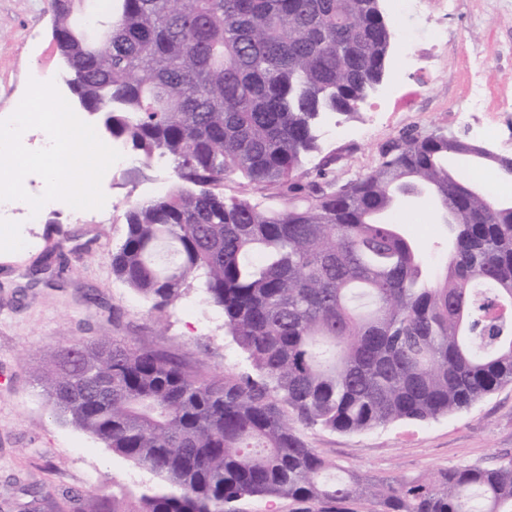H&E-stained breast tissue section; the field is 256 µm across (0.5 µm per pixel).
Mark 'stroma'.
I'll use <instances>...</instances> for the list:
<instances>
[{"label":"stroma","mask_w":512,"mask_h":512,"mask_svg":"<svg viewBox=\"0 0 512 512\" xmlns=\"http://www.w3.org/2000/svg\"><path fill=\"white\" fill-rule=\"evenodd\" d=\"M381 9L391 17L395 38L414 30L416 59L405 64L392 48L381 84L357 115L338 116L343 127H366L368 139L346 143L320 132L316 152L305 167L315 171L330 162L340 181L367 173L380 151L403 131L445 129L476 141L474 130L451 120L468 97L471 50L482 52L488 108L483 124H497L502 139L512 140V124L498 109L512 98V0H462L461 9L443 22L448 39L432 46L413 16L397 18L392 0ZM50 0H0V116L14 112L30 78L65 75L51 37ZM163 164L139 165L106 173L102 190L116 206L112 221L76 219L59 204L43 212L39 223L10 224L9 240L0 239V512H28L25 490L34 484L52 512H69L66 493L86 495V512L98 496H112L118 512H135L141 493L156 476L113 453L92 435L53 417L32 380L44 353L82 337L108 336L140 347L163 350L204 376L239 375L249 364L224 331L222 311L197 290L187 291L165 320L150 301L112 272L111 254L125 238L130 204L155 197L171 184ZM431 204L404 211V232L423 245L424 260L443 268L448 258L444 225L434 223ZM63 251L71 271L59 280L45 272L52 251ZM310 447L345 472L374 480L430 477L454 466L495 465L512 456V385L490 394L469 409L426 422L399 421L362 433L306 429Z\"/></svg>","instance_id":"stroma-1"}]
</instances>
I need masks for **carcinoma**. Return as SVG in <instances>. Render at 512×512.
<instances>
[{
    "label": "carcinoma",
    "instance_id": "carcinoma-1",
    "mask_svg": "<svg viewBox=\"0 0 512 512\" xmlns=\"http://www.w3.org/2000/svg\"><path fill=\"white\" fill-rule=\"evenodd\" d=\"M52 0L55 48L85 112L174 184L126 212L112 270L162 313L197 289L251 372L208 377L104 337L35 371L53 415L161 478L137 512H237L285 498L299 512H512V458L430 480L348 474L299 428L357 433L466 410L512 385V203L448 156L509 179L512 158L443 130H408L364 175H309L327 113L353 115L385 73L380 0ZM275 190L256 208L224 179ZM431 193L448 216L435 276L395 219Z\"/></svg>",
    "mask_w": 512,
    "mask_h": 512
}]
</instances>
